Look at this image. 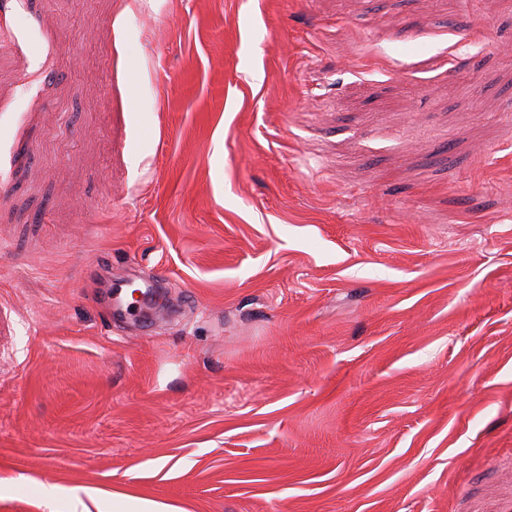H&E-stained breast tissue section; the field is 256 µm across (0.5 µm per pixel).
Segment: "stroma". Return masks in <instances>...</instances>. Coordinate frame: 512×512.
<instances>
[{"label": "stroma", "instance_id": "35a3bbf8", "mask_svg": "<svg viewBox=\"0 0 512 512\" xmlns=\"http://www.w3.org/2000/svg\"><path fill=\"white\" fill-rule=\"evenodd\" d=\"M143 7L0 0V512H512V11Z\"/></svg>", "mask_w": 512, "mask_h": 512}]
</instances>
